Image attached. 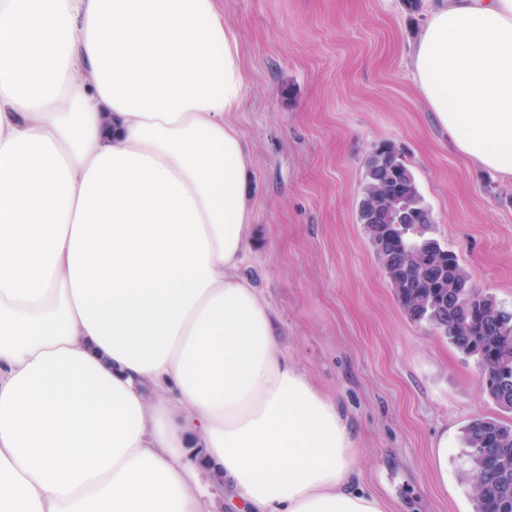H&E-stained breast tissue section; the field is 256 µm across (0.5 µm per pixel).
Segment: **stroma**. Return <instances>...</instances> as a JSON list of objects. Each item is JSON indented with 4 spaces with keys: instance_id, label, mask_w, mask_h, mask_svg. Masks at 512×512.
<instances>
[{
    "instance_id": "stroma-1",
    "label": "stroma",
    "mask_w": 512,
    "mask_h": 512,
    "mask_svg": "<svg viewBox=\"0 0 512 512\" xmlns=\"http://www.w3.org/2000/svg\"><path fill=\"white\" fill-rule=\"evenodd\" d=\"M247 75L254 243L241 272L289 365L344 412L362 484L387 512H474L462 429L500 416L475 359L398 303L357 220L375 145L401 153L433 235L512 310V180L460 157L413 81L427 20L407 0H217Z\"/></svg>"
}]
</instances>
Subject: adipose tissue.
<instances>
[{
  "label": "adipose tissue",
  "instance_id": "adipose-tissue-1",
  "mask_svg": "<svg viewBox=\"0 0 512 512\" xmlns=\"http://www.w3.org/2000/svg\"><path fill=\"white\" fill-rule=\"evenodd\" d=\"M411 64L512 179V0H431ZM245 90L215 0H0V512H384L241 273Z\"/></svg>",
  "mask_w": 512,
  "mask_h": 512
}]
</instances>
